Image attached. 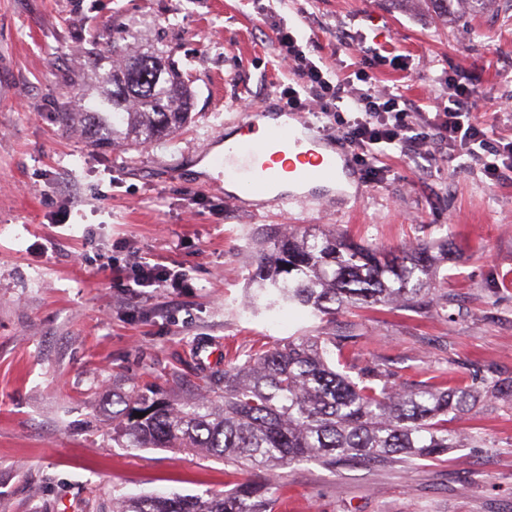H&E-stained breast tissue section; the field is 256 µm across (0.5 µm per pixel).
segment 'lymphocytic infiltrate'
Here are the masks:
<instances>
[{
  "label": "lymphocytic infiltrate",
  "mask_w": 512,
  "mask_h": 512,
  "mask_svg": "<svg viewBox=\"0 0 512 512\" xmlns=\"http://www.w3.org/2000/svg\"><path fill=\"white\" fill-rule=\"evenodd\" d=\"M275 39L281 61L297 78L295 88L288 91L289 109L301 112L307 101L316 102L321 116L333 122L342 138L356 149V159L364 166L367 179L378 178L375 161L390 149L413 156L419 163L428 161L424 145L431 139L481 162L489 179L497 181L512 175V141L489 139L483 125L476 122L474 90L467 75L449 78L447 106L422 124L418 121L419 105L399 90H378L363 72L352 79H333L327 68L307 57L291 32L276 30ZM124 269L127 279L140 288L145 299L151 290L182 285L180 275L157 262L138 260L125 264Z\"/></svg>",
  "instance_id": "obj_1"
}]
</instances>
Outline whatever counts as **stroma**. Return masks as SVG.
I'll use <instances>...</instances> for the list:
<instances>
[{
  "instance_id": "35a3bbf8",
  "label": "stroma",
  "mask_w": 512,
  "mask_h": 512,
  "mask_svg": "<svg viewBox=\"0 0 512 512\" xmlns=\"http://www.w3.org/2000/svg\"><path fill=\"white\" fill-rule=\"evenodd\" d=\"M120 22L192 62L190 121L136 151L92 148L60 117L100 78L89 44L110 45ZM279 27L337 77L367 72L430 113L466 70L477 120L512 140V108L497 105L512 95V10L498 0L449 25L391 0H0V512H111L129 494L231 489L243 474L223 460L113 440L104 406L145 386L191 401L229 357L303 335L342 339L335 361L350 376L442 379L479 401L448 416L463 447L412 465L301 462L274 512H512V179H488L465 155L423 169L391 151L352 210L255 215L210 191L195 170L203 147L241 130V106L294 81L278 65ZM345 30L363 53L338 41ZM377 54L387 64L370 65ZM279 225L387 249L447 241V298L331 321L243 310L256 239ZM129 253L182 268L185 287L134 297L108 272Z\"/></svg>"
}]
</instances>
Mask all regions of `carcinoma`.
I'll return each mask as SVG.
<instances>
[{
	"instance_id": "carcinoma-1",
	"label": "carcinoma",
	"mask_w": 512,
	"mask_h": 512,
	"mask_svg": "<svg viewBox=\"0 0 512 512\" xmlns=\"http://www.w3.org/2000/svg\"><path fill=\"white\" fill-rule=\"evenodd\" d=\"M394 2L427 3L450 22L457 4L480 11L493 0ZM118 30L112 55L94 44L87 51L91 61L112 62V76L80 94L79 116L90 146L138 150L187 122L189 63L178 64L168 44L135 47L125 42L124 27ZM448 252L446 240L387 251L332 232L270 230L255 251L250 298L259 310L299 308L315 316L376 305L423 310L438 297L436 275ZM330 345H336L331 336H291L225 364L190 403L112 394L113 436L126 439L128 447L203 450L249 472L224 495L131 496L112 503V512H272L280 471L296 462L334 467L346 461H432L460 447L446 416L474 407V393L396 383L375 371L354 379L330 361Z\"/></svg>"
}]
</instances>
